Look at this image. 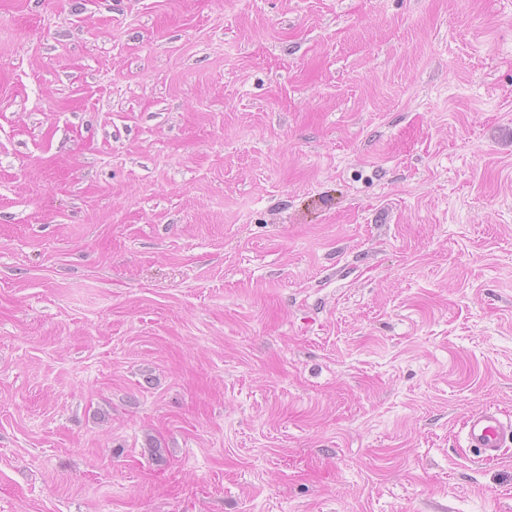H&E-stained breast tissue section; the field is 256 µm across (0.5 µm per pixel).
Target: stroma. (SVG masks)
Listing matches in <instances>:
<instances>
[{
  "label": "stroma",
  "mask_w": 512,
  "mask_h": 512,
  "mask_svg": "<svg viewBox=\"0 0 512 512\" xmlns=\"http://www.w3.org/2000/svg\"><path fill=\"white\" fill-rule=\"evenodd\" d=\"M512 0H0V512H512ZM465 430L468 448L485 460L496 459L507 439L512 438V424L504 422L501 413L492 407L470 415Z\"/></svg>",
  "instance_id": "obj_1"
}]
</instances>
